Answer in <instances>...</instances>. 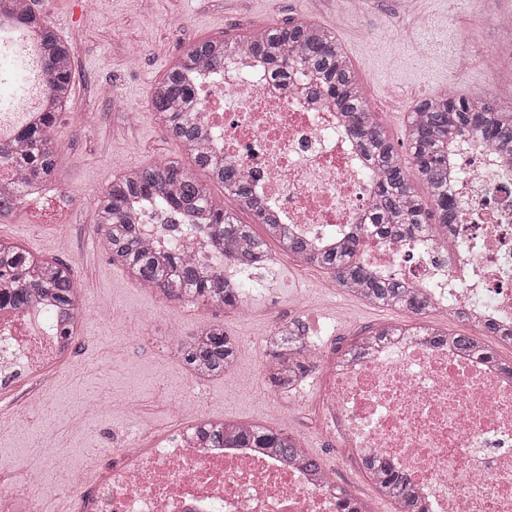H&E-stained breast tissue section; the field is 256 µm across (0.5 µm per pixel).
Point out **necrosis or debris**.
Wrapping results in <instances>:
<instances>
[{
	"label": "necrosis or debris",
	"instance_id": "obj_1",
	"mask_svg": "<svg viewBox=\"0 0 512 512\" xmlns=\"http://www.w3.org/2000/svg\"><path fill=\"white\" fill-rule=\"evenodd\" d=\"M28 68L27 58L0 40V127L32 104L14 85ZM195 88L193 117L207 130L210 153L236 161L285 224L317 244L365 217L373 180L334 107L297 83L275 81L267 65L240 51L199 70ZM450 155L452 252L431 234L372 236L362 258L404 279L444 317L461 312L508 334L512 157L473 134L459 138ZM135 217L154 248L192 256L244 291L263 288L178 214L147 201ZM61 319L48 300L1 307L0 378H35L67 361L71 349L56 333ZM123 406L137 431L113 449L111 469L75 471L66 457L55 461L68 475L71 512H339L331 474L257 448L208 447L199 427L209 413L198 397L176 399L179 425L166 432L156 430L139 400ZM315 414L317 434L348 458L388 457L427 512H512V377L481 359L393 336L332 364ZM54 495L36 463L22 487L0 483V512H35Z\"/></svg>",
	"mask_w": 512,
	"mask_h": 512
}]
</instances>
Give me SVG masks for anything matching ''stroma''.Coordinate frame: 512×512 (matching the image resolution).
Wrapping results in <instances>:
<instances>
[{
	"label": "stroma",
	"instance_id": "35a3bbf8",
	"mask_svg": "<svg viewBox=\"0 0 512 512\" xmlns=\"http://www.w3.org/2000/svg\"><path fill=\"white\" fill-rule=\"evenodd\" d=\"M402 0H152L141 15L138 0H37L35 10L59 26L71 45L73 83L71 102L57 120L54 137L60 148L57 188L75 198L71 207L57 210L50 196L27 198L16 216L0 223V239L43 257L70 264L76 287L94 304L144 316L136 325L90 323L71 345L80 372L58 366L37 378L45 410L28 423L15 425L7 417L21 393L0 401V481L20 485L34 462L56 454L75 465L110 467L112 444L129 430L117 400L125 394L139 399L158 428L175 420L173 401L187 391L201 397L212 416L245 420L301 439L305 448L326 460L337 482L365 499L371 512H395L380 497L363 472L349 466L335 446L320 438L310 413L288 406L258 402L243 383L258 373L250 354L224 376L196 382L186 366L167 354L166 324L193 336L200 321L223 325L236 338H263L272 317L304 322L318 318L330 326L327 361L344 353L359 337L379 326L410 321V314L368 304L348 293L324 295L319 284L325 270L299 268L277 246L274 268L260 266L258 277L268 288L224 308L188 305L136 286L125 269L113 263L94 222L100 192L129 168L162 159L181 160L196 178L204 173L171 138L149 100L183 46L203 38H232L290 20L307 21L332 30L352 63L373 106L371 117L409 157L408 115L424 97L444 94L490 97L512 109V84H491L487 72L494 60L484 48L507 51L508 43L486 29L480 43L467 34L486 10L512 13V0H425L422 14L401 11ZM125 16L117 29L112 17ZM475 55L476 62L456 73L451 60L457 53ZM139 66H131L132 57ZM96 397L99 407L90 415L87 433H67L71 418L84 400Z\"/></svg>",
	"mask_w": 512,
	"mask_h": 512
}]
</instances>
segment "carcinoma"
Listing matches in <instances>:
<instances>
[{"label":"carcinoma","instance_id":"1","mask_svg":"<svg viewBox=\"0 0 512 512\" xmlns=\"http://www.w3.org/2000/svg\"><path fill=\"white\" fill-rule=\"evenodd\" d=\"M1 14L38 31L47 86L38 108L42 119L22 127L12 139L13 148L0 145V155L13 164L16 183L12 192L0 194V217H6L17 212L54 176L59 147L53 130L70 102L73 60L69 44L34 10L33 0H0ZM231 50L264 59L281 81L301 80L310 95L326 97L351 125L356 147L374 176L375 191L365 222L356 225L352 235L336 241L335 246L316 249L292 233L253 195L236 163L216 161L205 151L207 132L188 116L196 100L191 77L201 68L223 64L224 53ZM151 105L168 134L191 155L208 181L197 179L175 160L136 167L103 189L95 224L104 232L112 262L122 265L142 286L171 300H200L224 308L242 303L240 289L220 273L195 264L188 255L170 256L152 248L135 224V213L129 208L134 200L156 199L179 212L184 223L207 225L216 247L231 266L251 269L262 265L268 259V242L273 241L301 263L331 273L339 286L367 302L423 317L434 311L429 299L416 295L399 278L368 272L362 259L364 238L372 234L398 240L419 229L433 233L437 228H448L455 214V203L448 196V141L454 137L475 133L492 148L512 153V110L486 99L448 95L422 99L410 112L406 128L411 162L425 192L420 195L396 145L372 120L364 86L336 36L306 21L257 29L232 39L205 38L190 43L155 83ZM215 183L249 211L255 223L264 226L265 236L256 235L251 225L224 210V201L212 191ZM76 294L67 264L0 240V304L19 308L46 297L58 309L70 311L76 304ZM400 335L421 336L432 345L448 344L512 375V362L500 360L479 337L450 333L431 324L384 325L370 336L361 337L352 349H362L370 337L377 342ZM308 340L306 325L297 320L277 328L266 341L272 357L268 365L271 382L284 392L307 376ZM174 353L195 376L212 379L235 366L240 344L224 331L223 325L209 323L200 326L190 340L179 343ZM200 432L215 448L237 440L248 448H263L279 456L290 457L300 451L303 461L313 468L322 463L320 457L301 451L296 437L259 425L212 420L204 423ZM364 469L377 494L394 502L398 512H426L406 475L389 460L373 457L364 463Z\"/></svg>","mask_w":512,"mask_h":512}]
</instances>
